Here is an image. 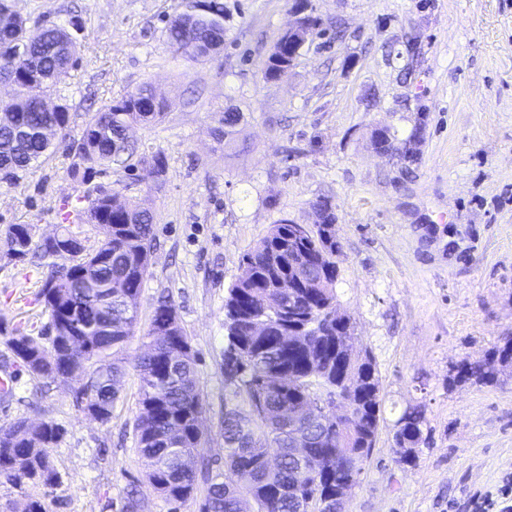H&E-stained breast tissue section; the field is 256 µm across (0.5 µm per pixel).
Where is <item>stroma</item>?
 Wrapping results in <instances>:
<instances>
[{
  "mask_svg": "<svg viewBox=\"0 0 512 512\" xmlns=\"http://www.w3.org/2000/svg\"><path fill=\"white\" fill-rule=\"evenodd\" d=\"M224 47L188 63L168 47L165 25L180 0H11L32 22L80 16L75 63L61 87L80 136L89 113L151 82L166 105L157 125L134 127L130 167L95 184L145 200L157 248L142 289L140 324L165 294L191 338L207 401L205 454L224 464V294L242 256L272 224H314L316 200L336 213V298L371 352L383 417L347 512H493L512 505V378L449 385L460 360H478L512 336V0H310L329 30L280 79L265 63L288 26L294 0H224ZM242 113L222 136L225 110ZM395 150L382 151L376 129ZM414 141L415 161L398 148ZM163 154L166 171L150 161ZM64 146L18 187H0V229L55 231L79 189ZM44 271L0 264V365L8 329L39 331L32 300ZM135 335L107 423L71 393L18 373L0 400V426L25 417L63 430L54 453L61 481L48 512H120L138 484L144 512H168L146 483L135 448L139 412ZM425 411L428 439L414 465L396 462L393 434L404 410Z\"/></svg>",
  "mask_w": 512,
  "mask_h": 512,
  "instance_id": "obj_1",
  "label": "stroma"
}]
</instances>
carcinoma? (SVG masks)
<instances>
[{"instance_id":"cac0c4a2","label":"carcinoma","mask_w":512,"mask_h":512,"mask_svg":"<svg viewBox=\"0 0 512 512\" xmlns=\"http://www.w3.org/2000/svg\"><path fill=\"white\" fill-rule=\"evenodd\" d=\"M224 0H181L165 30L170 49L189 60L208 57L224 44ZM321 18L308 14L299 29L284 34L268 57L265 78L282 77L313 41ZM71 29L29 24L0 0V81H16L10 104L13 123L0 127V184L14 186L53 153L55 139L68 142V177L84 186L65 204L62 234L76 214L101 238L80 247L68 262L54 261L62 241H45L33 224H11L0 232V261L31 259L48 268L35 303L52 331L36 336L16 328L5 341L14 364L42 383L66 388L78 410L98 407L112 420L126 368L117 355L135 332L139 297L156 244L154 213L133 198L91 185L102 166L122 164L136 147L134 124L163 121L150 83L125 92L109 107L92 113L80 138L70 136L67 106L49 111L41 99L58 92L74 64L80 17ZM336 215L319 214L303 231L282 219L246 252L224 297V468L201 451L206 444L198 422L206 412L191 338L175 305L157 298L143 355L134 366L139 379L136 448L145 480L171 506L200 498L199 512H336V496L352 491L372 454L383 422L380 377L373 356L356 350L350 318L336 312ZM512 374V337L480 361L464 359L448 384H493ZM353 381V423L326 424L315 414L325 395H345ZM426 423L419 406L405 410L394 433L397 461L412 464L424 442ZM300 432L308 443L306 465L288 448ZM63 437L53 419L30 423L18 418L0 427V484L26 485L21 512H46L45 498L59 483L53 455ZM278 464L264 466L268 449Z\"/></svg>"}]
</instances>
